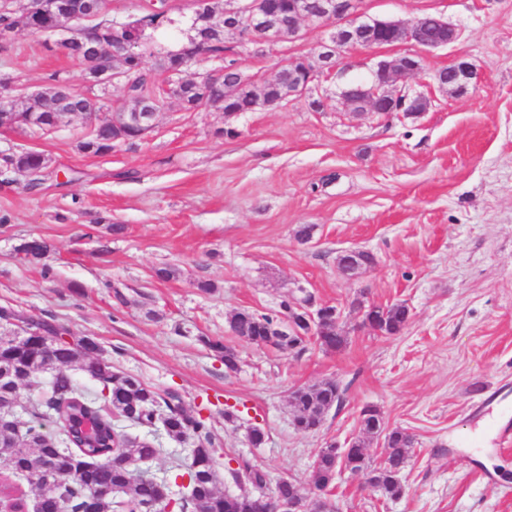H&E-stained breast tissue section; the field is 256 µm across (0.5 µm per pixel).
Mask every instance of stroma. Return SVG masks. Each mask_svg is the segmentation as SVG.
<instances>
[{
    "instance_id": "1",
    "label": "stroma",
    "mask_w": 512,
    "mask_h": 512,
    "mask_svg": "<svg viewBox=\"0 0 512 512\" xmlns=\"http://www.w3.org/2000/svg\"><path fill=\"white\" fill-rule=\"evenodd\" d=\"M363 10L405 23L434 14L460 38L349 52L320 112L302 100L228 118L172 100L143 139L104 154L80 150L89 124L79 114L50 131L0 130V152L48 159L34 191L26 175L0 174V307L55 320L97 341L115 368L178 393L212 431L220 491L239 493L229 472L248 462L270 483L290 478L309 492L320 448L345 447L370 405L416 438L405 494L384 499L343 472L341 512H512V448L499 444L512 436V0H363ZM323 38L313 29L259 55L238 36L225 42L241 70L270 78ZM413 52L420 67L406 84L433 97L428 112L345 111L342 90L368 81L374 61ZM460 57L480 81L458 95L435 76ZM0 73L12 76V96L56 73L87 89L78 62L21 25L0 45ZM304 225L306 242L296 237ZM33 238L51 246L38 264L17 254ZM352 249L374 262L345 276L338 258ZM164 266L176 276L158 279ZM308 295L342 309V350L280 351L230 331L240 309L273 314ZM397 303L410 310L400 333L363 327L362 305ZM210 339L238 351V370ZM328 379L341 406L318 431L295 430L291 391ZM253 425L266 432L258 448ZM128 432L160 444L149 464L159 477L193 446L147 427Z\"/></svg>"
}]
</instances>
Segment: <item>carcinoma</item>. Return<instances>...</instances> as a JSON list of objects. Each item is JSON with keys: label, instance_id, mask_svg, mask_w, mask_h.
<instances>
[{"label": "carcinoma", "instance_id": "cac0c4a2", "mask_svg": "<svg viewBox=\"0 0 512 512\" xmlns=\"http://www.w3.org/2000/svg\"><path fill=\"white\" fill-rule=\"evenodd\" d=\"M43 0L42 10L33 15L25 14L23 5H12L0 0V26L14 27L18 22L25 26H34L36 32H50L58 23L55 8ZM148 19L145 26L131 28V35L138 45L139 56L128 63L122 85L110 91L97 87L96 70L110 61V58L94 51L107 42L106 31L112 29V21L96 18L86 31L74 27L66 55L80 61L84 66V77L90 87L98 88L95 94L101 107L112 109V97L124 98L136 95L145 99L156 97L154 82L162 73L170 74L184 63L195 48L187 43L169 47L163 51L152 50L151 35L147 31L165 32L175 25L167 0L155 3L148 0L144 13L134 19L138 23ZM154 59V67L145 66L144 54ZM236 72L229 71L225 78L215 80L205 95V101L190 95L183 98L184 109L194 111L202 105L216 106L224 102V80H231ZM68 90L65 79L52 75V84L41 94L29 101L22 113H36L40 121L51 124L57 110L54 101L57 96ZM81 148L101 154L112 150V128L103 124L93 142H82ZM48 160L38 151H23L14 154V167L27 172V188L33 190L41 185L42 173ZM50 251L48 242L37 239L25 242L20 247L22 259L37 263ZM291 302L284 300L276 314L257 313L249 310L236 312L230 321L236 337L255 345H274L279 350H294L303 347L308 341L305 326L297 324L298 335L282 330L284 318L288 317ZM408 321V309L405 304H393L379 308L375 330L393 335L400 332ZM319 345L326 351L340 350L345 337L330 325L316 337ZM201 341L210 349L222 353L224 366L234 371L238 368V355L230 347L205 337ZM101 348L91 340L76 345L60 342L56 346L51 362H46L40 338L31 343L15 345L7 337V330L0 329V408H9L16 412L22 421L18 430L5 435L16 450L17 457L7 460L12 473L27 482V490L19 500L10 501V494L4 493L9 500L6 507L20 512L23 503L34 501L38 512H59V503L69 504L70 512H83L86 502L95 497V490L109 485L121 492L124 498L101 500L98 512H148V506L165 495L171 494L170 482L156 479L140 469V465L155 459L161 449L146 439L133 437L123 431L118 422L152 426L161 421L167 435L178 441L192 438L197 442L191 449L192 456L177 464L176 477L188 480L190 495L181 502L182 512H260L257 499L248 492L239 494L223 493L217 489L215 470V449L212 448V435L207 422L192 415L184 407L179 395L160 393L140 378L123 373L112 365L102 366ZM78 367L99 385L96 392L82 388L73 378V367ZM50 375L49 389L44 395L41 406L47 414H52L59 422L61 432L50 436L28 425L23 419L27 408L20 405L19 389L25 382L40 374ZM295 413L294 423L297 429L305 431L311 424V415L315 411L330 409L341 404V396L336 381L325 380L311 387L298 388L290 399ZM381 417L378 409L372 407L365 413L366 423L361 434L354 441L355 461L372 464L369 456L363 453L366 441L374 436L371 422ZM90 419L100 426V434L94 446L86 445L76 434L74 422L78 419ZM414 444L413 435L403 428L396 427L386 439L384 447V466L374 491L385 499L396 500L403 496L405 488L400 479L402 470L410 457ZM54 457L53 472L57 483L48 486L42 479L26 477V473L41 471L47 456ZM318 488H331L336 479V446L331 443L320 449L316 457ZM234 482L246 480L257 490L266 484L267 472L258 465L248 462L231 471Z\"/></svg>", "mask_w": 512, "mask_h": 512}]
</instances>
